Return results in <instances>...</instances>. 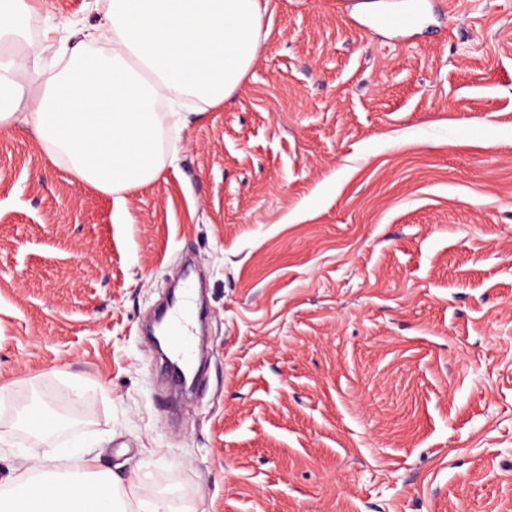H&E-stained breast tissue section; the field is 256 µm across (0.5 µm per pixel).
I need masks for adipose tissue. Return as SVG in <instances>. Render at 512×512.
<instances>
[{
    "label": "adipose tissue",
    "instance_id": "1",
    "mask_svg": "<svg viewBox=\"0 0 512 512\" xmlns=\"http://www.w3.org/2000/svg\"><path fill=\"white\" fill-rule=\"evenodd\" d=\"M34 0H0V130L23 123L50 159L100 191L156 180L180 151L189 119L203 120L256 63L267 0H109L87 40L43 38L59 64L45 73L32 47ZM59 468L28 463L0 494V512H131L118 481L90 450Z\"/></svg>",
    "mask_w": 512,
    "mask_h": 512
}]
</instances>
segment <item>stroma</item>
I'll return each instance as SVG.
<instances>
[{"label":"stroma","mask_w":512,"mask_h":512,"mask_svg":"<svg viewBox=\"0 0 512 512\" xmlns=\"http://www.w3.org/2000/svg\"><path fill=\"white\" fill-rule=\"evenodd\" d=\"M417 2L393 31L268 0L125 224L0 130V491L78 447L177 512H512V0ZM184 254L207 363L174 415L139 331Z\"/></svg>","instance_id":"stroma-1"}]
</instances>
